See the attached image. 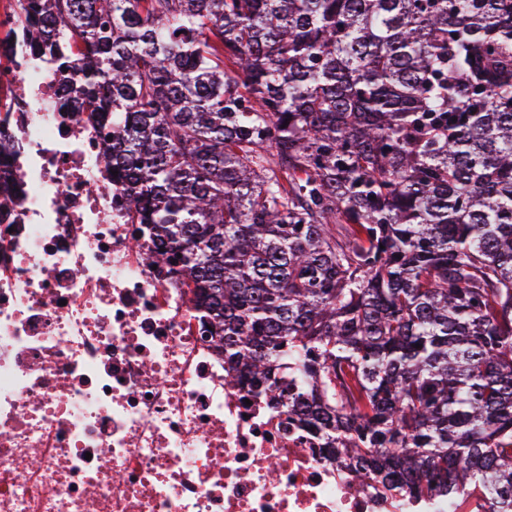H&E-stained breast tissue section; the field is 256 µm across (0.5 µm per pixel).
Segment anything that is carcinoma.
I'll return each instance as SVG.
<instances>
[{"label":"carcinoma","mask_w":512,"mask_h":512,"mask_svg":"<svg viewBox=\"0 0 512 512\" xmlns=\"http://www.w3.org/2000/svg\"><path fill=\"white\" fill-rule=\"evenodd\" d=\"M227 383L384 498L512 512V0H18Z\"/></svg>","instance_id":"cac0c4a2"}]
</instances>
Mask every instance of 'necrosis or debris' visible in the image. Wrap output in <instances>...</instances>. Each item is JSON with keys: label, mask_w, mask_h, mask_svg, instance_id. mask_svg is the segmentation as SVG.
Here are the masks:
<instances>
[{"label": "necrosis or debris", "mask_w": 512, "mask_h": 512, "mask_svg": "<svg viewBox=\"0 0 512 512\" xmlns=\"http://www.w3.org/2000/svg\"><path fill=\"white\" fill-rule=\"evenodd\" d=\"M0 512H456L356 488L124 213L108 143L0 48Z\"/></svg>", "instance_id": "1"}]
</instances>
